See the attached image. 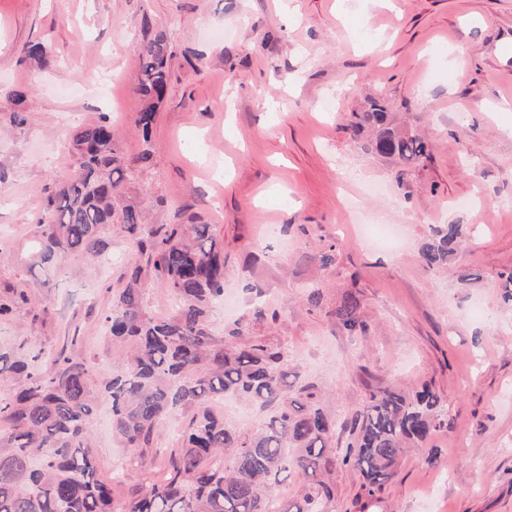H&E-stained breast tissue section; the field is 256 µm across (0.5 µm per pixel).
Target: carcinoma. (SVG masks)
Here are the masks:
<instances>
[{"mask_svg": "<svg viewBox=\"0 0 512 512\" xmlns=\"http://www.w3.org/2000/svg\"><path fill=\"white\" fill-rule=\"evenodd\" d=\"M138 93L143 101L135 126L148 138L169 79L173 56L162 36L140 42ZM25 57L44 67L48 54L31 42ZM15 110L6 119L26 123V94L12 92ZM358 126L370 127L367 148L405 167L429 157L428 142L393 125L387 107L368 101ZM111 122L101 119L67 141L72 173L45 204L31 255L30 274L59 267L71 254L102 255L112 226L131 254L105 315L112 338L131 350L99 391L112 402V434L139 459L154 447L159 424L184 407L194 414L170 450L160 477L122 505L97 476L89 422L96 412L92 369L76 359L80 336L43 357L0 351V512H330V487L318 476L336 463L356 470L373 495L391 477L397 458L448 427L443 397L428 387L405 396L391 390L370 395L344 424L325 412L311 388L299 382L283 351L245 340L247 325L218 336L210 312L224 299V246L211 224L151 227L141 209L125 202V166ZM470 234L466 224H440L421 250L435 269ZM152 268L176 302L167 318L142 307L143 273ZM24 281L0 286V315L30 303ZM348 332L361 329L357 303L336 307ZM232 398L271 411L266 425L244 432L216 414L213 402ZM351 440L336 455V436ZM230 462L224 463V456ZM296 474L306 484L288 498L278 486Z\"/></svg>", "mask_w": 512, "mask_h": 512, "instance_id": "cac0c4a2", "label": "carcinoma"}]
</instances>
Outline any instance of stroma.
Here are the masks:
<instances>
[{"label": "stroma", "instance_id": "1", "mask_svg": "<svg viewBox=\"0 0 512 512\" xmlns=\"http://www.w3.org/2000/svg\"><path fill=\"white\" fill-rule=\"evenodd\" d=\"M293 3L292 18L283 0H0V117L20 89L28 118L0 133V284L26 277L54 309L41 330L26 306L0 317V345L55 350L80 331L97 386L127 351L102 326L123 234L106 235L97 265L28 273L45 201L72 170L65 143L104 116L130 200L151 224L214 225L237 316L262 290L276 317L251 322V339L285 350L328 413L349 419L380 389L426 385L446 400L448 428L407 451L375 494L348 467L324 473L331 512H512V306L499 288L512 269V111L499 109L512 101V0ZM157 35L173 56L146 138L133 124L137 45ZM31 42L52 66L26 59ZM371 97L428 140L429 159L402 170L364 150L353 121ZM471 198L485 201L482 216ZM450 223L471 225L470 241L426 268L422 246ZM349 294L363 321L353 334L334 315ZM189 417L164 420L146 466L116 482L132 456L101 406L94 453L115 500L152 479Z\"/></svg>", "mask_w": 512, "mask_h": 512}]
</instances>
